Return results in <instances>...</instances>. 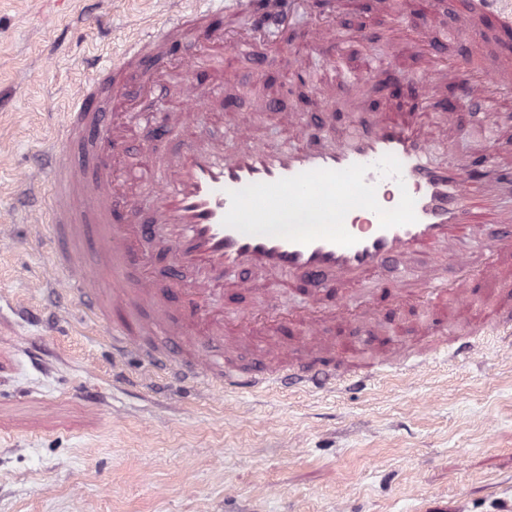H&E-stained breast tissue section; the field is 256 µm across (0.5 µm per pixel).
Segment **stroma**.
<instances>
[{"label": "stroma", "instance_id": "obj_1", "mask_svg": "<svg viewBox=\"0 0 512 512\" xmlns=\"http://www.w3.org/2000/svg\"><path fill=\"white\" fill-rule=\"evenodd\" d=\"M373 0L335 13L334 43L308 48L301 8L273 40L265 72L224 61L234 110L203 114L204 133L252 126L272 145L291 139L288 115L337 112L334 137L403 98L340 97L342 70L426 27H452L454 0L435 18L381 15ZM153 0H0V155L38 163L69 92L120 54ZM308 78L289 83L294 56ZM277 97L280 112L264 103ZM451 152L512 159V109L461 107ZM51 234L0 239V512H512V359L496 335L472 357L362 389L295 388L214 396L170 375L145 377L108 332L85 322L76 295L37 282L55 260ZM396 274L372 275L380 317L412 349L420 307L385 302Z\"/></svg>", "mask_w": 512, "mask_h": 512}]
</instances>
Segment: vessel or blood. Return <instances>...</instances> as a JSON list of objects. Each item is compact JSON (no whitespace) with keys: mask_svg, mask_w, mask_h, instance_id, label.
I'll return each mask as SVG.
<instances>
[{"mask_svg":"<svg viewBox=\"0 0 512 512\" xmlns=\"http://www.w3.org/2000/svg\"><path fill=\"white\" fill-rule=\"evenodd\" d=\"M159 2L161 25L144 28L119 60L76 89L56 139L44 150L47 164L12 176L18 196L48 199L47 210L28 216L32 226L49 225L57 245L55 265L41 287L78 294L89 321L110 329L113 353L137 351L154 372H172L216 394L270 389L286 381L302 390L363 387L382 374L427 368L433 356L448 360L473 355L477 337L487 331L512 334V307L502 306L505 293L512 292V205L506 202L512 168H497L469 154L449 155L447 137L427 131L430 122L444 131L459 129L457 104L441 106L410 123L374 115L341 140L324 135L329 119L325 112L316 123L295 122L294 143L278 147L257 141L247 126L236 128L227 142L195 136L201 109L223 95L222 88L196 79L202 64L223 63L228 51L262 63L256 33L280 28L300 0H272L270 8L253 16L250 34L236 38L211 28L210 20L218 12L249 11L251 0ZM455 27L484 31L496 63L484 65L476 55L464 68L431 64L415 79L416 97L430 101L434 89L448 82L456 85L459 97L479 100L485 111H497L503 104L502 91L512 90V0H460ZM202 30L209 34L205 53L183 54L182 43ZM335 34L332 22L319 20L307 25L303 37L319 46L333 42ZM409 47L402 41L384 55L368 54L363 79L382 75L404 81L401 59ZM131 69L146 85L183 73L177 87L181 107L168 114L163 130L192 133L188 146L139 156L122 152L132 133L141 132L149 140L154 128L148 113L120 112L123 101L117 91ZM104 141L114 148L112 163H67L59 156L64 149L94 155ZM386 155L401 163L400 178L376 170ZM354 164L367 166L365 181L375 187L378 203L393 207L402 193H409L415 200L416 222L385 228L375 216L348 224V232L357 239L351 246L324 239L300 244L248 235L223 224L231 206L230 191ZM129 186L150 193L148 220H141L135 201L126 197ZM146 243L167 258L172 272L190 271V286L175 296L162 288L143 259L141 247ZM428 252L448 257L463 271V278L450 283L430 268L410 280L399 277L393 286L398 294L422 298L429 309L450 302L468 311L466 340L448 343L455 330L446 326L442 340L433 342L430 350L396 347L375 356L367 371L325 380L300 363L285 370L273 365L226 366L237 339L275 336L284 324L279 317L281 297L268 289L260 310L240 313L233 321L207 313L211 295L223 291L226 276H234L235 287L241 289L257 288L260 275L279 273L292 284L315 288V296L297 317L305 329L299 343L315 358L330 350L326 330L337 317L335 306L321 303L320 291L357 285L389 262L404 266ZM478 282L491 287L483 306L471 301Z\"/></svg>","mask_w":512,"mask_h":512,"instance_id":"b4317fda","label":"vessel or blood"}]
</instances>
